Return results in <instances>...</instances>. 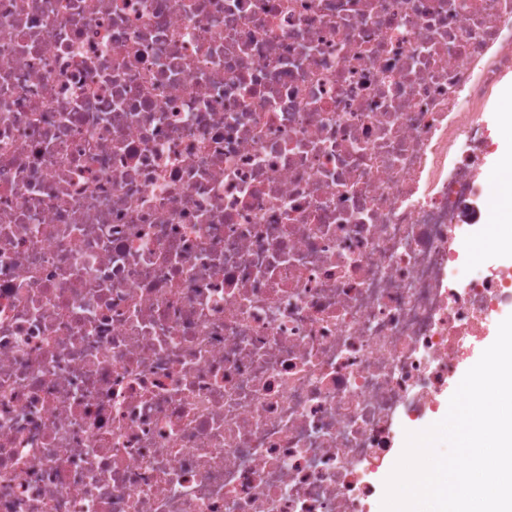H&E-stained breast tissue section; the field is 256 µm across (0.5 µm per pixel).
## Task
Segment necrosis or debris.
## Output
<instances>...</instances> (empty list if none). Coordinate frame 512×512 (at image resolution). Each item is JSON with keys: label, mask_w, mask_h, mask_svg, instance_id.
<instances>
[{"label": "necrosis or debris", "mask_w": 512, "mask_h": 512, "mask_svg": "<svg viewBox=\"0 0 512 512\" xmlns=\"http://www.w3.org/2000/svg\"><path fill=\"white\" fill-rule=\"evenodd\" d=\"M511 72L512 0H0V512H370L512 310ZM512 109V74L507 76L500 88L497 100L493 104L492 112L494 116L495 127L500 128L494 136V145L491 148V154L488 157V172L491 175L488 188L478 204L477 224H484L485 235L481 242L471 244L472 257L484 268H493L498 266H512V249H505L495 243L490 234V221L487 218V210L492 201L494 185L496 181L497 165L500 155L507 149L511 150L512 140H508L504 134L506 109ZM473 246V247H472ZM499 184L496 196L495 214L499 223L496 224L498 233L504 236H512V198L510 187L512 184V156L510 155L497 174ZM511 223V224H510ZM510 315H512V314L510 312H507V313L503 314L499 318V320L493 326V328L491 330V333H490V336H488L482 343H480L477 346V348L475 349L473 355L464 364H462L458 368L457 372L455 373L454 377L451 379L450 384L448 386V394H445L444 397H443L440 411L434 417H432L431 419L426 421L422 425L420 431L426 429L431 424L437 422L440 417L446 415V413L448 411L447 402H449L452 394L454 393V391L456 390L458 384L460 383L461 378L465 375L467 370L469 368H471L479 360L483 350L486 349L487 347H489L494 342V340H495V338L497 336V330H498L499 323L502 320H504L506 317L510 316ZM404 448H398L395 453L390 456L383 464L382 468L378 471L375 476V484L377 487V493L373 499L375 512H381V501L385 493V480L394 468V462L399 459Z\"/></svg>", "instance_id": "necrosis-or-debris-1"}]
</instances>
